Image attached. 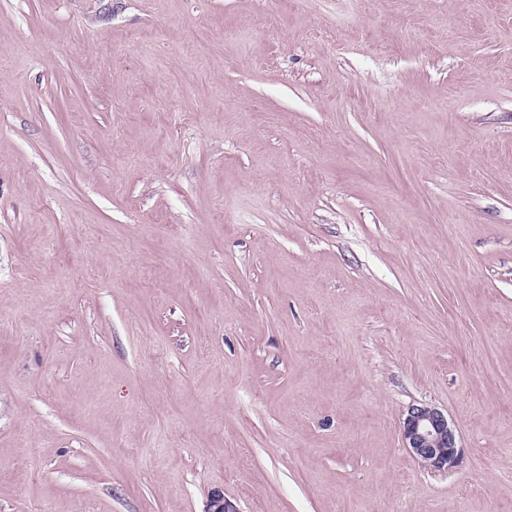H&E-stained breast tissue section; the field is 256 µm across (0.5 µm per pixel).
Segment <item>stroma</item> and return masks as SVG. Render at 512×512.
<instances>
[{"label":"stroma","instance_id":"1","mask_svg":"<svg viewBox=\"0 0 512 512\" xmlns=\"http://www.w3.org/2000/svg\"><path fill=\"white\" fill-rule=\"evenodd\" d=\"M214 488L512 512V0H0V512ZM404 448L431 471H451L460 461L456 429L438 408L411 405L402 425Z\"/></svg>","mask_w":512,"mask_h":512}]
</instances>
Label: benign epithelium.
Here are the masks:
<instances>
[{"mask_svg":"<svg viewBox=\"0 0 512 512\" xmlns=\"http://www.w3.org/2000/svg\"><path fill=\"white\" fill-rule=\"evenodd\" d=\"M404 447L423 467L431 471H451L460 461L456 429L441 410L426 405L407 408L402 425ZM205 512H238L224 497V491L211 492Z\"/></svg>","mask_w":512,"mask_h":512,"instance_id":"1","label":"benign epithelium"}]
</instances>
